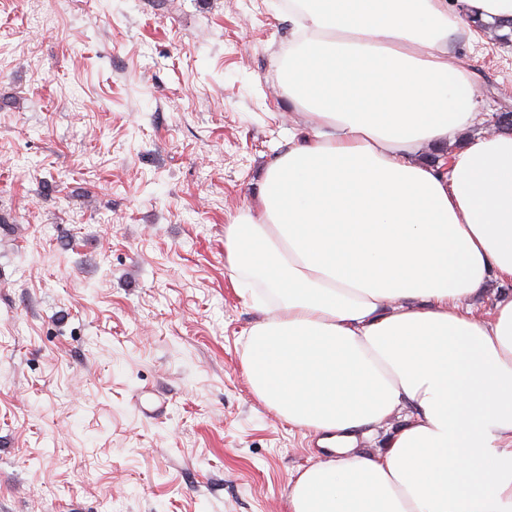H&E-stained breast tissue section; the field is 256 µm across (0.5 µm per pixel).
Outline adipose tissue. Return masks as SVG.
Instances as JSON below:
<instances>
[{
	"label": "adipose tissue",
	"instance_id": "obj_1",
	"mask_svg": "<svg viewBox=\"0 0 512 512\" xmlns=\"http://www.w3.org/2000/svg\"><path fill=\"white\" fill-rule=\"evenodd\" d=\"M288 0L303 32L283 87L310 133L224 227L235 286L264 313L243 365L257 398L313 432L288 512H512V133L422 150L482 122L448 48L512 0ZM402 425L376 452L365 427ZM484 288L483 295L477 300L473 310L476 315H482L487 311L495 297L504 293H512L511 283H501L495 279L488 281Z\"/></svg>",
	"mask_w": 512,
	"mask_h": 512
}]
</instances>
